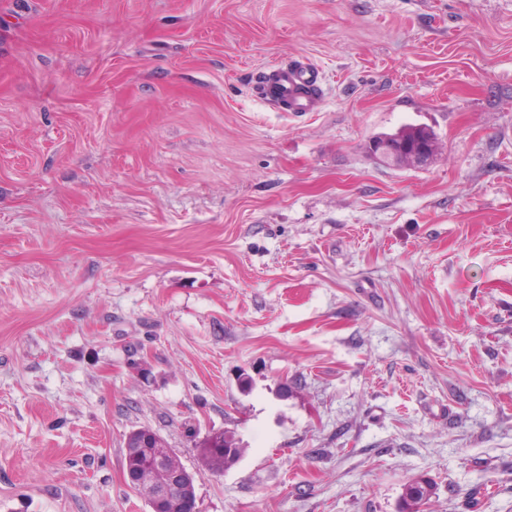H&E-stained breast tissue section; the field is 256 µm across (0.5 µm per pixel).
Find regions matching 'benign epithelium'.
Segmentation results:
<instances>
[{
	"mask_svg": "<svg viewBox=\"0 0 512 512\" xmlns=\"http://www.w3.org/2000/svg\"><path fill=\"white\" fill-rule=\"evenodd\" d=\"M431 133H422L416 138L412 159L423 166L431 162L433 156L429 152L428 142ZM402 140L394 135L380 136L371 142V156L382 162L395 161L401 157ZM169 452L152 432L144 433L139 441L137 455L142 461V473L127 475L128 481L135 483L143 493V500L150 512H166L167 502L171 494L185 489L183 512H198L197 497L192 494L190 479L180 468H165L162 463Z\"/></svg>",
	"mask_w": 512,
	"mask_h": 512,
	"instance_id": "1",
	"label": "benign epithelium"
}]
</instances>
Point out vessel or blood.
<instances>
[{"label":"vessel or blood","mask_w":512,"mask_h":512,"mask_svg":"<svg viewBox=\"0 0 512 512\" xmlns=\"http://www.w3.org/2000/svg\"><path fill=\"white\" fill-rule=\"evenodd\" d=\"M276 88L274 106L281 112L312 111L322 95L319 71L310 64H285L268 76Z\"/></svg>","instance_id":"vessel-or-blood-1"}]
</instances>
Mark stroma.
<instances>
[{"label":"stroma","instance_id":"1","mask_svg":"<svg viewBox=\"0 0 512 512\" xmlns=\"http://www.w3.org/2000/svg\"><path fill=\"white\" fill-rule=\"evenodd\" d=\"M140 428L199 512H512V0H0V512H149ZM319 74L316 67L301 62L276 67L265 83L275 85L272 103L279 112H311L322 95ZM369 144H371V156L379 162L395 161L401 157L402 140L399 137L380 136ZM223 432L224 436L222 437ZM205 436H203L205 437L204 439L208 440L211 444H213L217 438L222 437L214 448L204 446L205 441H201L199 445L196 446L198 457L202 465L208 468V470L217 472L225 467L232 466L238 461L243 449L232 431L210 430ZM433 490V483L430 479L418 478L412 480L405 486L399 512H422L420 508L430 499Z\"/></svg>","mask_w":512,"mask_h":512}]
</instances>
